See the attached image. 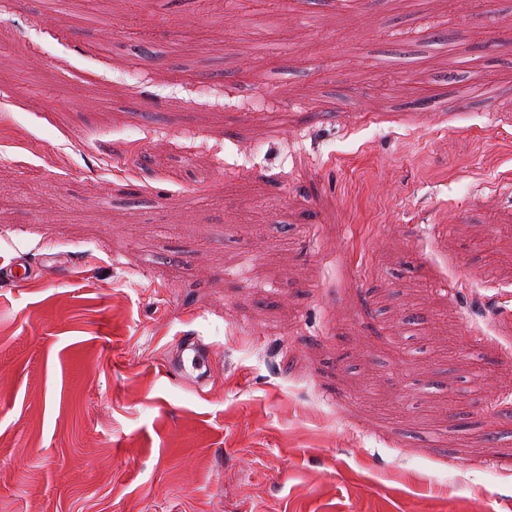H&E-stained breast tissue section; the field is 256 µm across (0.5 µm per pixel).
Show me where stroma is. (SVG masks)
Here are the masks:
<instances>
[{
  "instance_id": "stroma-1",
  "label": "stroma",
  "mask_w": 512,
  "mask_h": 512,
  "mask_svg": "<svg viewBox=\"0 0 512 512\" xmlns=\"http://www.w3.org/2000/svg\"><path fill=\"white\" fill-rule=\"evenodd\" d=\"M511 26L0 0V512H512ZM38 269L34 268L25 258H16L8 265L0 264V278H12L16 283H23L31 280ZM177 355L170 364L165 365V371L175 372L184 365V357L192 354L191 363L195 367L200 354L199 340L193 336H183L176 344Z\"/></svg>"
}]
</instances>
